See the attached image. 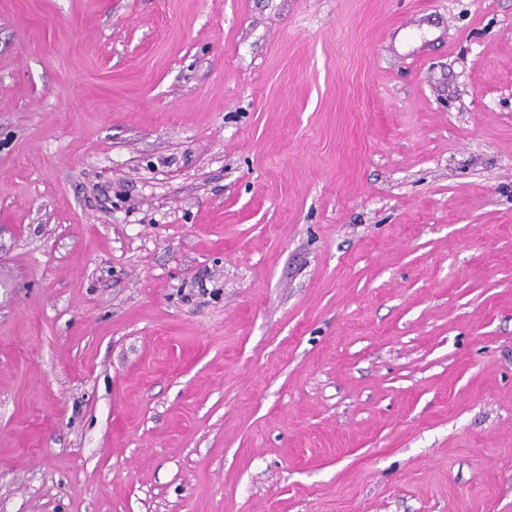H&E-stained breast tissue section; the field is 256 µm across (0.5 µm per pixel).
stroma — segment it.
Masks as SVG:
<instances>
[{"instance_id": "1", "label": "stroma", "mask_w": 512, "mask_h": 512, "mask_svg": "<svg viewBox=\"0 0 512 512\" xmlns=\"http://www.w3.org/2000/svg\"><path fill=\"white\" fill-rule=\"evenodd\" d=\"M0 512H512V0H0Z\"/></svg>"}]
</instances>
